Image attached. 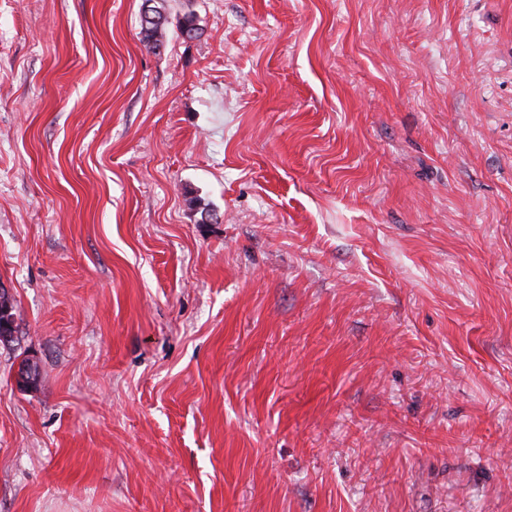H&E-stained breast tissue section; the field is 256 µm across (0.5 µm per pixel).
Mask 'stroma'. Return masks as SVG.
I'll return each mask as SVG.
<instances>
[{
    "mask_svg": "<svg viewBox=\"0 0 512 512\" xmlns=\"http://www.w3.org/2000/svg\"><path fill=\"white\" fill-rule=\"evenodd\" d=\"M142 5L0 0V512H512V0ZM148 8L151 13V17H157V21H150L144 18L146 17L145 11L141 20V32L142 41L146 43V45L153 49H160L165 44V38L168 31V16L166 15L163 6H150Z\"/></svg>",
    "mask_w": 512,
    "mask_h": 512,
    "instance_id": "35a3bbf8",
    "label": "stroma"
}]
</instances>
